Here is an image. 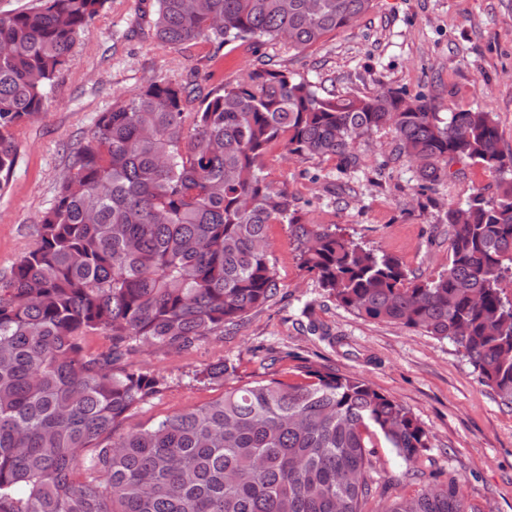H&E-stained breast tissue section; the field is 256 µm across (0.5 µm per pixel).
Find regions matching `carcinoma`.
<instances>
[{
  "instance_id": "cac0c4a2",
  "label": "carcinoma",
  "mask_w": 512,
  "mask_h": 512,
  "mask_svg": "<svg viewBox=\"0 0 512 512\" xmlns=\"http://www.w3.org/2000/svg\"><path fill=\"white\" fill-rule=\"evenodd\" d=\"M156 38L307 48L375 0H154ZM107 0L0 11V189L17 132L44 114L77 41ZM190 84L152 81L95 118L72 149L34 241L0 275V512H362L374 449L405 465L432 448L393 397L304 364L301 383L261 378L145 426L128 418L164 388L130 362L144 347L191 352L276 293L268 229L287 225L301 266L340 307L453 342L512 409V152L490 112L442 117L421 97L341 95L266 65L185 111ZM413 160L418 188L471 160L498 175L450 208L448 266L422 279L334 224L303 219L268 162L334 156L344 173L373 132ZM92 336L106 344L88 347ZM217 360L196 373L221 381ZM384 512H468L455 482Z\"/></svg>"
}]
</instances>
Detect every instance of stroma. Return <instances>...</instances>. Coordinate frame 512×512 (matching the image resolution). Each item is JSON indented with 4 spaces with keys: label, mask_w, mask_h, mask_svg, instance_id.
<instances>
[{
    "label": "stroma",
    "mask_w": 512,
    "mask_h": 512,
    "mask_svg": "<svg viewBox=\"0 0 512 512\" xmlns=\"http://www.w3.org/2000/svg\"><path fill=\"white\" fill-rule=\"evenodd\" d=\"M153 2L108 0L60 72L59 90L45 114L19 131L15 168L0 190V273L31 245L71 148L97 114L157 79L191 80L206 92L269 63L340 94L391 88L425 96L444 115L493 113L501 146L512 151V0H375L357 23L301 51L262 43L220 48L204 38L173 48L154 37ZM392 146L393 134L384 129L358 145L355 173L343 174L340 160L325 156L280 160L271 177L306 202L310 222L338 225L356 241L393 253L407 270L433 277L448 263V208L465 205L475 188L495 192L497 181L465 160L457 174L422 194L414 164L388 163ZM269 238L278 270L275 299L191 354L138 350L136 364L163 375L166 389L136 410L129 426L204 403L220 396L225 385L271 370L295 380L304 358L365 379L428 430L432 448L417 464L419 478L401 481L394 495L414 494L437 474L458 482L473 512H512V410L479 382L456 345L357 318L327 298L301 268L286 225H271ZM308 304L324 329L343 337V346L302 329ZM272 353L280 360L270 369L264 359ZM218 359L234 368L224 382L195 380L197 369Z\"/></svg>",
    "instance_id": "1"
}]
</instances>
